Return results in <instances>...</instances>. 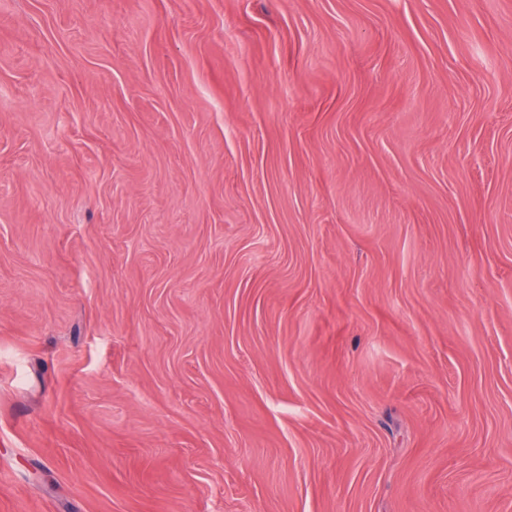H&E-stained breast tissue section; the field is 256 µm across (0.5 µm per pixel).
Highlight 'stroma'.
I'll use <instances>...</instances> for the list:
<instances>
[{
    "label": "stroma",
    "mask_w": 512,
    "mask_h": 512,
    "mask_svg": "<svg viewBox=\"0 0 512 512\" xmlns=\"http://www.w3.org/2000/svg\"><path fill=\"white\" fill-rule=\"evenodd\" d=\"M0 512H512V0H0Z\"/></svg>",
    "instance_id": "stroma-1"
}]
</instances>
